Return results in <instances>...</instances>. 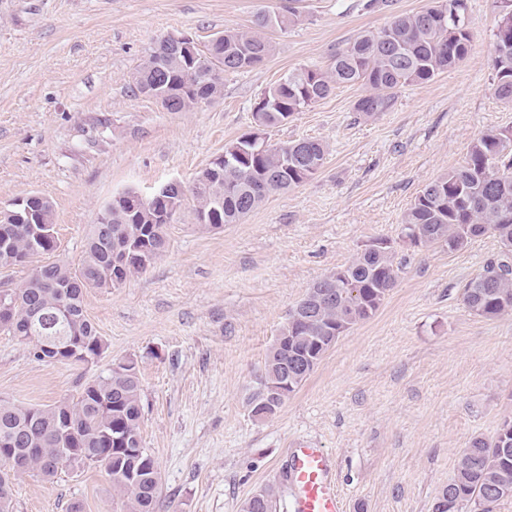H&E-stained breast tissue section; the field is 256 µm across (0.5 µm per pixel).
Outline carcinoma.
Returning <instances> with one entry per match:
<instances>
[{
	"label": "carcinoma",
	"mask_w": 512,
	"mask_h": 512,
	"mask_svg": "<svg viewBox=\"0 0 512 512\" xmlns=\"http://www.w3.org/2000/svg\"><path fill=\"white\" fill-rule=\"evenodd\" d=\"M495 33L493 81L496 98L512 105V0H500ZM467 0H443L437 7L402 13L377 32L360 35L336 51L327 68L304 67L288 73L255 101L256 128L288 122L295 114L326 98L337 87L359 84L366 90L355 111L366 117L387 112L405 85L423 84L456 66L470 41ZM293 7L259 12L246 30L226 31L207 51L184 53L168 39L158 41L132 76L134 90L157 100L170 112L186 111L199 101L223 93L224 74L247 71L273 51L264 36L270 29L287 31L299 21ZM323 143L300 139L271 146L249 133L224 146V178L214 181L201 171L191 189L194 214L223 202L215 221L236 224L269 195L286 192L312 178L323 167ZM124 191L103 207L104 221L90 225L78 267L52 262L36 267L9 295L0 330L26 341L37 362L93 365L105 344L86 317L84 293L102 286L121 263L125 277L139 273L167 249L157 200L134 205ZM41 222L54 231L52 204L33 201ZM411 243L458 250L488 232L500 251L462 288L472 314L493 319L512 314V130H491L477 138L464 163L430 181L404 215ZM38 227L27 221H0V267L17 266L56 250L38 239ZM401 265L392 242L372 244L344 267L314 283L292 308L281 330L287 337L272 345L264 361L261 385L278 387L285 370L309 363L288 387L293 393L314 371L324 354L352 326L369 319L395 287ZM356 284L351 297L346 283ZM141 382L132 361L111 367L83 384L72 400L44 407L0 402V512H12L15 481L24 474L53 479L61 466L100 465L127 512H154L160 476L153 455L142 445ZM512 497V421L492 438L477 436L459 454L454 476L433 502L432 512H492ZM272 494L252 495L244 512H271Z\"/></svg>",
	"instance_id": "cac0c4a2"
}]
</instances>
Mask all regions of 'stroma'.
<instances>
[{"label": "stroma", "instance_id": "1", "mask_svg": "<svg viewBox=\"0 0 512 512\" xmlns=\"http://www.w3.org/2000/svg\"><path fill=\"white\" fill-rule=\"evenodd\" d=\"M298 0L299 24L267 31L272 54L224 77L221 97L169 112L133 93L146 53L170 35L198 46L250 27L286 0H0V211L31 195L53 204L57 249L0 267V292L34 267L78 263L100 209L127 189L191 188L225 144L253 132L260 94L292 70L324 68L336 50L393 15L433 0ZM464 59L433 81L400 88L389 111L354 110L362 86H341L269 143L308 138L323 168L266 198L239 223L206 230L192 200L167 226L168 247L113 288H90L87 318L105 342L98 364L37 362L0 332V400L52 405L108 364L134 361L143 446L160 475L158 512H243L271 490L290 512L286 450L297 442L336 458L346 512H431L462 448L512 420V315L487 320L461 289L499 250L491 233L466 248L415 246L402 218L417 193L463 164L481 134L512 126L493 94L499 0H468ZM391 240L402 270L384 303L337 340L273 416L248 399L291 308L367 241ZM124 512L103 468L21 476L13 512Z\"/></svg>", "mask_w": 512, "mask_h": 512}]
</instances>
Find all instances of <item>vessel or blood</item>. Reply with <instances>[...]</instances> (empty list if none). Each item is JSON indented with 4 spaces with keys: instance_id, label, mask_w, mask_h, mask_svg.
<instances>
[{
    "instance_id": "b4317fda",
    "label": "vessel or blood",
    "mask_w": 512,
    "mask_h": 512,
    "mask_svg": "<svg viewBox=\"0 0 512 512\" xmlns=\"http://www.w3.org/2000/svg\"><path fill=\"white\" fill-rule=\"evenodd\" d=\"M288 481L293 512H346L329 453L302 444L288 451Z\"/></svg>"
}]
</instances>
